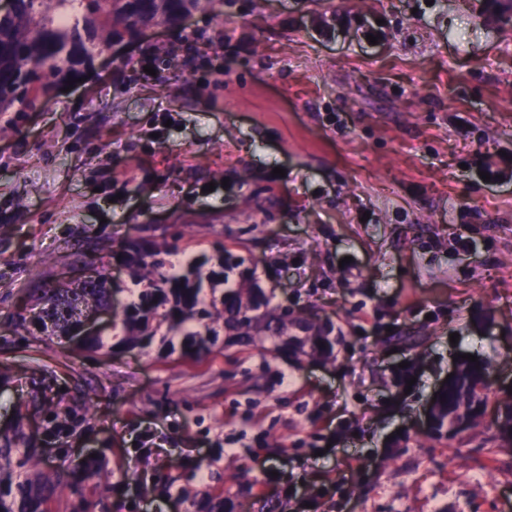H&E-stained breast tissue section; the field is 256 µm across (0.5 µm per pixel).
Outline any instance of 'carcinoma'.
Wrapping results in <instances>:
<instances>
[{"mask_svg": "<svg viewBox=\"0 0 512 512\" xmlns=\"http://www.w3.org/2000/svg\"><path fill=\"white\" fill-rule=\"evenodd\" d=\"M214 0H17L11 14L0 16V113L45 109L55 84L78 76V67L110 40L135 35L139 24H170ZM167 251L144 241L129 244L127 259L140 285L137 300L122 308L114 326L117 345L147 348L159 340L179 360L201 361L224 348L231 336L242 346L271 342L273 351L332 353L331 322L315 325L293 319L286 309L269 307L254 285L247 259L225 246L218 256L221 272L204 273L205 262L191 257L176 272L167 268ZM37 321L68 335L79 309L112 307V288L98 276L77 288H42L36 296ZM484 366L464 361L459 377L441 394L432 411L437 433L453 441L466 431L493 394ZM500 446L512 450V402L497 424ZM41 454L23 427L0 433V512H51L58 491L66 487L70 512H109L102 499L90 500L88 485H108L112 472L93 459L73 466L65 460L50 471L39 468Z\"/></svg>", "mask_w": 512, "mask_h": 512, "instance_id": "1", "label": "carcinoma"}]
</instances>
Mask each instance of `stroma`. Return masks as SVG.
I'll return each instance as SVG.
<instances>
[{
    "instance_id": "obj_1",
    "label": "stroma",
    "mask_w": 512,
    "mask_h": 512,
    "mask_svg": "<svg viewBox=\"0 0 512 512\" xmlns=\"http://www.w3.org/2000/svg\"><path fill=\"white\" fill-rule=\"evenodd\" d=\"M377 44H370V37ZM49 108L0 113V427L94 456L112 512H512V23L486 0H214L111 41ZM285 176L274 175V168ZM467 237L471 248L458 246ZM133 240L250 258L331 359L232 345L106 355L13 317ZM458 342H451V334ZM420 336L418 347L401 336ZM496 382L455 444L421 422L454 355ZM85 399L52 436L40 407ZM177 487H170V480Z\"/></svg>"
}]
</instances>
